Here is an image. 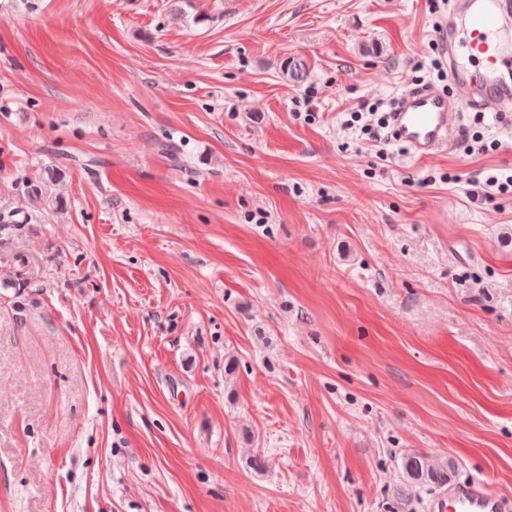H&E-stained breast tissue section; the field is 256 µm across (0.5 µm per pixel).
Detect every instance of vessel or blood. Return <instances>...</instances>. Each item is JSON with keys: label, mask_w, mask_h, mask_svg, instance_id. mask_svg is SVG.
<instances>
[{"label": "vessel or blood", "mask_w": 512, "mask_h": 512, "mask_svg": "<svg viewBox=\"0 0 512 512\" xmlns=\"http://www.w3.org/2000/svg\"><path fill=\"white\" fill-rule=\"evenodd\" d=\"M469 24L465 41L478 70L457 67L458 93L447 95L431 88L406 91L389 114L390 137L405 143L418 159L430 158L446 146L452 124L463 110L477 106L485 112L504 111L512 102V51L500 44L499 34L512 28V0H454L447 23L437 33L443 49L455 52L460 20ZM483 88L481 102H474L468 87ZM430 512H512V501L489 492L483 481H457L438 495Z\"/></svg>", "instance_id": "obj_1"}]
</instances>
